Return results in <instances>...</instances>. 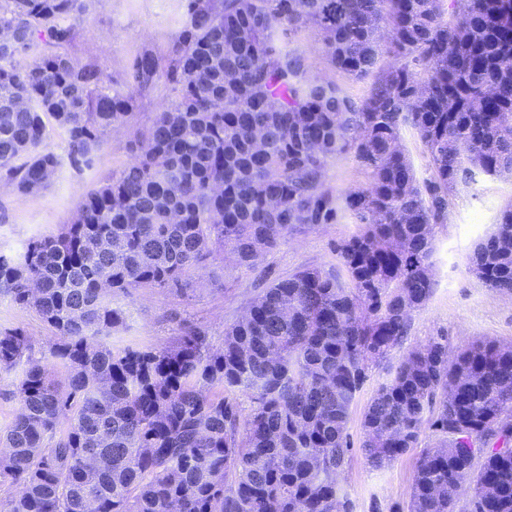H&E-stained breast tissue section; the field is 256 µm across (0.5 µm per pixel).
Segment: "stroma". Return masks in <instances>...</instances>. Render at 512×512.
I'll return each instance as SVG.
<instances>
[{
	"mask_svg": "<svg viewBox=\"0 0 512 512\" xmlns=\"http://www.w3.org/2000/svg\"><path fill=\"white\" fill-rule=\"evenodd\" d=\"M180 18L178 0H99L71 53L80 61L95 62L117 80L143 49L164 53L178 31ZM290 45L305 54L313 74L335 82L345 94L360 99L369 93L373 77L354 80L332 69L314 29L292 34ZM167 99L168 92L162 88L144 100L130 128L109 135L91 168L78 171L65 163L39 193L0 192V250L19 253L31 237L54 233L68 223L82 194L129 162L132 130L144 128L148 114ZM511 202L512 178L484 174L450 197L448 219L436 228L433 293L413 312L408 333L393 350V357L437 336L447 337L452 355L474 341L512 345V296L496 293L467 271L475 245L492 232L500 209ZM359 230L349 216L337 224L298 228L254 269H235L212 261L197 270L198 284L192 290L140 289L128 300L131 316L126 327L112 334L109 342L116 347H160L177 336L187 321L204 329L213 347H220L225 325L238 318L268 282L301 267L335 265L336 242ZM0 327L23 329L31 340L33 355L47 356L53 333L34 310L19 308L0 296ZM388 378L386 366L372 368L350 411L351 452L340 483L353 512H405L416 461L433 442L430 433H423L416 447L391 465L380 470L369 467L361 450V421L376 389Z\"/></svg>",
	"mask_w": 512,
	"mask_h": 512,
	"instance_id": "obj_1",
	"label": "stroma"
}]
</instances>
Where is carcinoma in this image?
I'll use <instances>...</instances> for the list:
<instances>
[{
    "instance_id": "cac0c4a2",
    "label": "carcinoma",
    "mask_w": 512,
    "mask_h": 512,
    "mask_svg": "<svg viewBox=\"0 0 512 512\" xmlns=\"http://www.w3.org/2000/svg\"><path fill=\"white\" fill-rule=\"evenodd\" d=\"M181 2L167 52L144 49L111 81L69 53L95 0H0V29L17 41L0 44L4 185L38 193L64 159L91 167L142 100L171 93L70 224L0 253V296L53 332L41 360L22 329H0V372L15 374L19 404L0 431L12 460L0 485L18 489L8 512H352L338 479L350 410L382 362L390 378L361 422L368 463L390 465L426 429L435 437L408 512H460L448 487L471 477L480 490L469 512H512V347L474 342L450 359L440 336L390 363L432 295L449 196L479 172L512 174V26L502 21L512 0ZM306 27L356 80L387 46L391 61L363 100L289 47ZM50 124L66 132L63 157L44 148ZM405 126L429 158L426 178L403 147ZM347 149L369 183L335 194L325 170ZM349 213L362 230L336 243V265L271 282L225 326L222 347L189 323L159 348L105 342L133 291L192 288L194 270L225 253L253 268L294 229ZM468 262L512 295V203ZM51 363L66 376L52 377ZM90 448L105 455L94 472Z\"/></svg>"
}]
</instances>
